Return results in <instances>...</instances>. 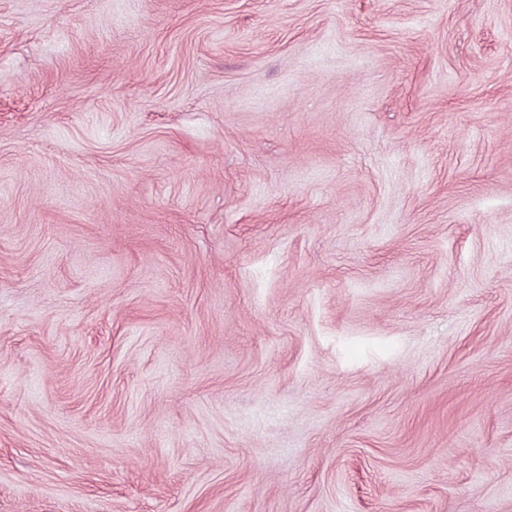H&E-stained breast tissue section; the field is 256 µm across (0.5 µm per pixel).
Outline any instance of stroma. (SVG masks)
Instances as JSON below:
<instances>
[{"instance_id":"obj_1","label":"stroma","mask_w":512,"mask_h":512,"mask_svg":"<svg viewBox=\"0 0 512 512\" xmlns=\"http://www.w3.org/2000/svg\"><path fill=\"white\" fill-rule=\"evenodd\" d=\"M0 512H512V0H0Z\"/></svg>"}]
</instances>
